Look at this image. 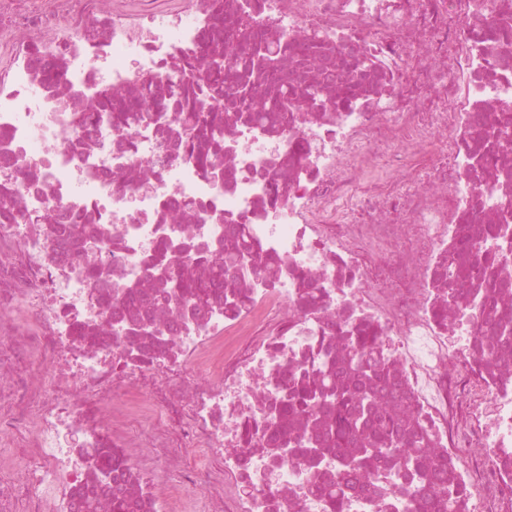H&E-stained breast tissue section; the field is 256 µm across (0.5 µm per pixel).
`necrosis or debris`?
<instances>
[{
    "mask_svg": "<svg viewBox=\"0 0 512 512\" xmlns=\"http://www.w3.org/2000/svg\"><path fill=\"white\" fill-rule=\"evenodd\" d=\"M0 0V512H324L336 478L277 448L322 429L274 421L302 375L335 376L339 337L379 338L413 422L459 463L453 512H512V343L495 360L482 309L505 281L512 321V154L478 166L512 121V46L483 33L497 0H238L271 39L367 63L358 99L287 121L224 124L212 169L168 109L115 133L76 125L92 87L180 82L212 0ZM63 61L46 80L43 58ZM499 225L494 272L461 236ZM250 263L212 301L175 309L176 260L208 273L237 237ZM457 288L449 305L448 288ZM315 290L314 301L304 298ZM155 427L138 452L134 420ZM378 468L346 512H406Z\"/></svg>",
    "mask_w": 512,
    "mask_h": 512,
    "instance_id": "4bbe7bcc",
    "label": "necrosis or debris"
}]
</instances>
